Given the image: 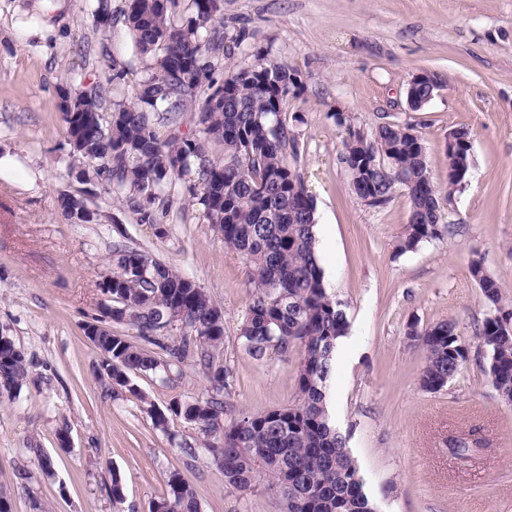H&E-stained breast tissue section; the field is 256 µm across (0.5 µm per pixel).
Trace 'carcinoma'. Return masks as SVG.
Here are the masks:
<instances>
[{
	"instance_id": "carcinoma-1",
	"label": "carcinoma",
	"mask_w": 512,
	"mask_h": 512,
	"mask_svg": "<svg viewBox=\"0 0 512 512\" xmlns=\"http://www.w3.org/2000/svg\"><path fill=\"white\" fill-rule=\"evenodd\" d=\"M178 0H127L120 15L111 0H92L95 25L116 21L129 30L133 50L145 63L131 101L110 98L96 86L72 96L84 112L61 109L74 152L88 164L84 177L105 175L112 195L125 201L140 224L166 235L167 190L176 179L203 210L206 220L235 250L252 285L249 313L240 329L244 351L256 360L288 358L300 348L298 397L287 406L231 416L224 396L231 371L220 362L224 310L191 278L126 244L112 245V322L136 330L139 345L108 331L95 344L111 353L100 360L104 385L138 397L136 374H166L188 360L203 367L207 395L177 402L172 414L195 426L205 451L224 470L226 483L243 493L263 490L279 512H377L359 470L327 406L335 367L336 340L347 332L341 303L328 293L316 247V206L292 164L300 157L296 136L282 122L287 97L302 89L300 73L255 49L245 66L218 73L224 55L222 0H188L187 15L174 18ZM201 100L196 136L162 138L159 129L188 104ZM340 153L352 192L369 193L370 206L387 205L403 189L411 209L401 249L439 240L447 233L438 210L440 188L431 178L422 138L396 121L367 132L344 112ZM448 147V170L473 163L472 132L459 127ZM224 147L212 158L206 144ZM61 214L80 223L86 202L58 197ZM492 314L476 336L487 348L489 378L499 396L512 400V311L501 303L500 283L484 259L469 263ZM406 335L425 352L421 389L434 392L461 374L465 348L453 320L428 328L411 323ZM28 362L8 335L0 336V388L21 387ZM150 512H201L196 489L178 474Z\"/></svg>"
}]
</instances>
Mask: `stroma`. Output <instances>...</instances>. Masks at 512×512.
Segmentation results:
<instances>
[{
    "label": "stroma",
    "mask_w": 512,
    "mask_h": 512,
    "mask_svg": "<svg viewBox=\"0 0 512 512\" xmlns=\"http://www.w3.org/2000/svg\"><path fill=\"white\" fill-rule=\"evenodd\" d=\"M225 60L231 70L254 48L288 63L304 89L288 98L283 121L303 151L296 171L316 204L317 250L330 294L348 320L349 350L329 382L330 412L378 512H512V405L489 383L476 331L488 315L469 272L479 254L512 308V0H224ZM105 44L109 57L86 54ZM125 67L115 87L130 95L143 62L123 24L96 29L89 0H0V154L19 163L0 176V332L26 354L17 395L0 393V492L12 512H150L170 473L191 483L202 512H278L271 496L243 494L182 418L171 434L143 411L205 395L197 365L137 375L140 397H112L97 377L98 354L84 334L106 305L99 283L112 269V244L148 252L185 274L224 310L220 360L233 373V413L293 403L300 356L258 362L241 348L249 273L236 252L189 202L170 191L167 236L137 223L103 179L84 181L59 109L62 90L79 93ZM427 71L439 88L421 110L406 90ZM372 129L380 119L413 127L438 186L448 183V134L473 135L467 184L440 209L443 239L401 250L409 201L395 192L384 207L352 194L338 160L345 131L334 115ZM84 199L97 214L67 223L59 194ZM453 319L467 351L461 376L422 391L425 353L409 323ZM476 443L466 460L450 449ZM195 455H188L186 447ZM50 457L53 475L39 464ZM120 476L124 499L110 486Z\"/></svg>",
    "instance_id": "1"
}]
</instances>
